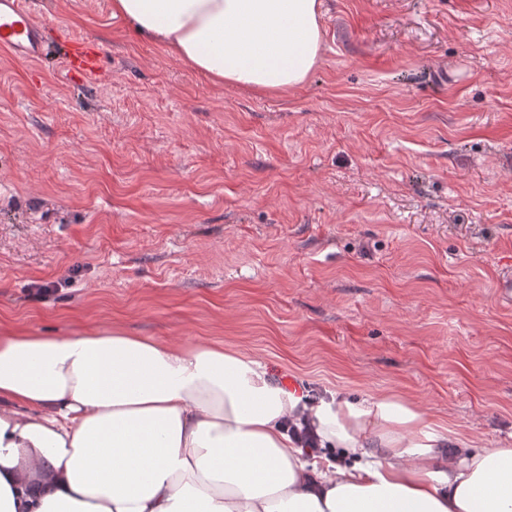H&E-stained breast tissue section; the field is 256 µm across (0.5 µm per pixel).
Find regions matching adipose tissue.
I'll use <instances>...</instances> for the list:
<instances>
[{
	"mask_svg": "<svg viewBox=\"0 0 512 512\" xmlns=\"http://www.w3.org/2000/svg\"><path fill=\"white\" fill-rule=\"evenodd\" d=\"M213 84L302 86L321 0H112ZM326 447L310 459L287 421ZM0 512H512V448L393 394L313 401L255 356L95 328L0 335Z\"/></svg>",
	"mask_w": 512,
	"mask_h": 512,
	"instance_id": "ef3b65f1",
	"label": "adipose tissue"
}]
</instances>
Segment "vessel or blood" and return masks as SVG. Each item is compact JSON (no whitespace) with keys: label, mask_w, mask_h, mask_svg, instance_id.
I'll list each match as a JSON object with an SVG mask.
<instances>
[{"label":"vessel or blood","mask_w":512,"mask_h":512,"mask_svg":"<svg viewBox=\"0 0 512 512\" xmlns=\"http://www.w3.org/2000/svg\"><path fill=\"white\" fill-rule=\"evenodd\" d=\"M64 55L71 76L82 78L96 73L101 51L88 39L66 36ZM0 51L23 62H37L46 54L44 27L34 20L25 0H0Z\"/></svg>","instance_id":"b4317fda"}]
</instances>
